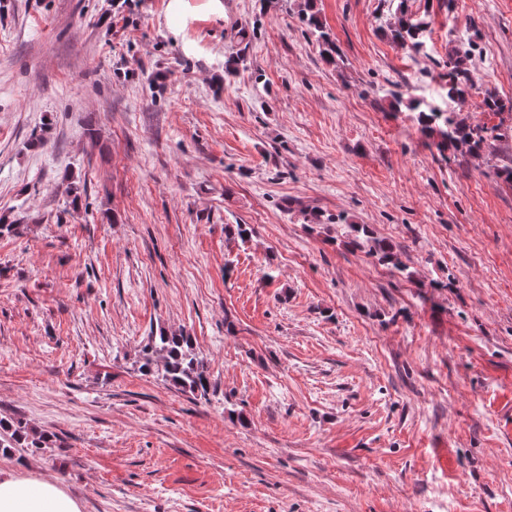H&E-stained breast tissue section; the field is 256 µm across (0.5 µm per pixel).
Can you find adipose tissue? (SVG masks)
Returning <instances> with one entry per match:
<instances>
[{
    "instance_id": "obj_1",
    "label": "adipose tissue",
    "mask_w": 512,
    "mask_h": 512,
    "mask_svg": "<svg viewBox=\"0 0 512 512\" xmlns=\"http://www.w3.org/2000/svg\"><path fill=\"white\" fill-rule=\"evenodd\" d=\"M0 512H81V507L56 480L0 471Z\"/></svg>"
}]
</instances>
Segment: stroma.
<instances>
[{
  "label": "stroma",
  "mask_w": 512,
  "mask_h": 512,
  "mask_svg": "<svg viewBox=\"0 0 512 512\" xmlns=\"http://www.w3.org/2000/svg\"><path fill=\"white\" fill-rule=\"evenodd\" d=\"M168 2L0 0V418L53 436L0 470L81 512H512V128L445 158L405 106L512 100V0H316L331 62L303 0ZM159 330L207 398L138 371ZM224 13L222 0H205V2L192 6L188 0H170L168 3V16L178 27H183L187 18L200 17L202 14L221 15ZM304 11V19L308 27L313 30L316 42L322 46L324 54L330 56L334 48L319 21L318 13L315 10V0H304ZM425 31L423 24L414 23L403 17L399 20L398 28L394 30V38L401 45L410 44L414 50H419L423 45L421 38ZM464 57L451 55L448 58V99L461 96L471 88L469 70L465 67ZM348 244L354 249L366 250L370 256L376 257L382 264L393 262L392 247L389 243L370 236L369 230L360 224H349Z\"/></svg>",
  "instance_id": "35a3bbf8"
}]
</instances>
